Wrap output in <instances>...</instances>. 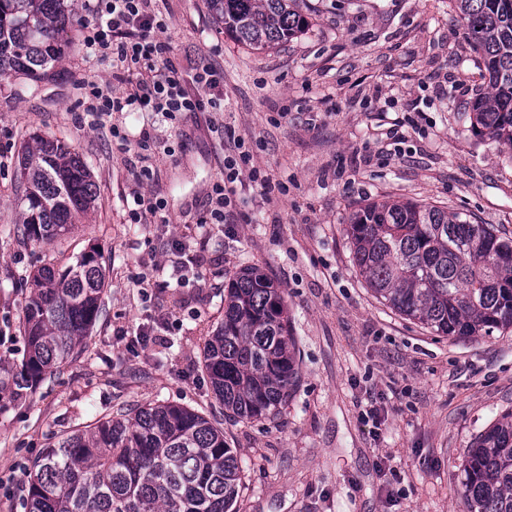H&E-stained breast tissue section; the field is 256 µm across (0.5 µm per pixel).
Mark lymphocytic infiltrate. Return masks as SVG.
Instances as JSON below:
<instances>
[{
  "instance_id": "1",
  "label": "lymphocytic infiltrate",
  "mask_w": 512,
  "mask_h": 512,
  "mask_svg": "<svg viewBox=\"0 0 512 512\" xmlns=\"http://www.w3.org/2000/svg\"><path fill=\"white\" fill-rule=\"evenodd\" d=\"M168 23L152 0H95L92 18L82 31L91 56L112 62L115 91L93 82L79 90L88 103L87 116L99 123L115 112L138 109L159 112L171 122L185 115L221 107L224 73L208 64L184 68L172 58L173 46L165 36ZM248 150L224 155V176L208 194L206 224H233L238 215L235 197L241 172L268 195L269 184L259 169L250 167Z\"/></svg>"
}]
</instances>
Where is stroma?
Listing matches in <instances>:
<instances>
[{
    "mask_svg": "<svg viewBox=\"0 0 512 512\" xmlns=\"http://www.w3.org/2000/svg\"><path fill=\"white\" fill-rule=\"evenodd\" d=\"M74 19L54 68L0 77V512H28L26 473L63 434L147 405L178 404L223 429L243 469L238 512H464L461 464L476 437L512 411V328L450 339L375 298L352 263L346 228L371 201H417L512 237V150L476 135L470 107L487 74L451 0H295L307 30L256 53L225 35L207 0H160L180 64L224 72V109L174 124L154 112L78 122L75 83L112 79L86 60ZM127 131L119 146L111 125ZM154 142H135L142 128ZM405 142L391 154L387 132ZM232 131L286 194L245 184L239 224L198 221L224 174ZM68 143L96 201L52 246L24 242L18 154L34 136ZM149 166L155 178L139 185ZM167 202L164 224H133L132 194ZM203 251L181 269L166 243ZM103 255L104 309L87 346L36 387L17 383L20 320L33 272L90 247ZM246 266L282 288L299 382L273 419L225 418L203 368L224 316V288ZM177 335L142 343L155 322ZM379 424L366 422L369 407Z\"/></svg>",
    "mask_w": 512,
    "mask_h": 512,
    "instance_id": "stroma-1",
    "label": "stroma"
}]
</instances>
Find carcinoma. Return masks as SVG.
Returning <instances> with one entry per match:
<instances>
[{"mask_svg":"<svg viewBox=\"0 0 512 512\" xmlns=\"http://www.w3.org/2000/svg\"><path fill=\"white\" fill-rule=\"evenodd\" d=\"M68 0H0V77H36L61 55ZM224 32L255 52L296 38L307 21L290 0H207ZM482 54L487 91L472 104L473 131L512 149V0H452ZM22 235L52 244L91 208L96 186L64 141L34 138L18 158ZM354 266L376 297L440 336H490L512 327V238L487 224L413 201H372L350 217ZM101 252L92 248L32 277L23 307L31 383L72 362L103 310ZM224 415L274 414L299 379L283 292L260 269L224 289V318L203 348ZM466 512H512V412L481 433L462 464ZM29 512H237L241 468L224 431L174 404L140 408L74 430L27 475Z\"/></svg>","mask_w":512,"mask_h":512,"instance_id":"cac0c4a2","label":"carcinoma"}]
</instances>
